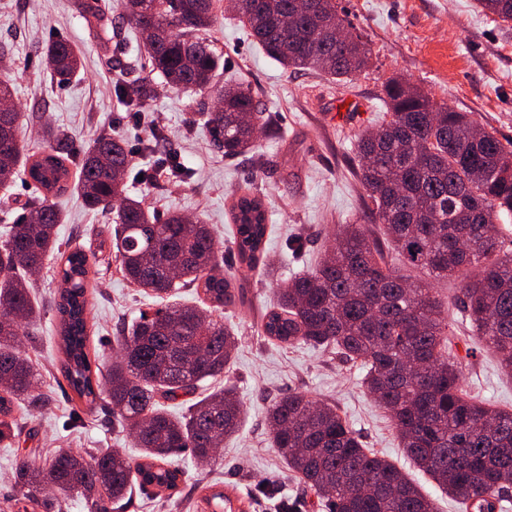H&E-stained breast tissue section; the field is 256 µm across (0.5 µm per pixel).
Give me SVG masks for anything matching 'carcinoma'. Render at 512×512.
Instances as JSON below:
<instances>
[{
  "label": "carcinoma",
  "mask_w": 512,
  "mask_h": 512,
  "mask_svg": "<svg viewBox=\"0 0 512 512\" xmlns=\"http://www.w3.org/2000/svg\"><path fill=\"white\" fill-rule=\"evenodd\" d=\"M315 21L296 0H229L227 10L250 29L268 57L285 68L313 70L342 81L365 71L364 39L343 42L336 0H320ZM493 19L512 23V0H477ZM122 18L163 37L144 51L151 72L175 88L214 91L217 106L203 126L226 156L257 146L256 105L244 83L214 88L220 65L199 32L215 20L216 0H128ZM90 25L112 23L103 0H82ZM60 79L80 59L57 37L42 52ZM116 94L139 123L150 125L144 151L166 134L150 122L145 105L150 79ZM388 118L354 135L356 177L371 203L373 224H339L319 264L279 288L275 309L264 314V336L283 344L330 348L366 369L364 384L394 422L405 454L468 512H500L512 485V413L470 395L461 383L462 361L450 338L449 309L429 282L399 275L389 255L401 256L430 278L460 283L453 305L512 377V257L499 258L501 217H512V146L446 102H438L396 77L384 85ZM20 113L0 111V187L25 173L41 189L29 213L6 227L0 243V437L17 428L13 408L44 410L49 399L35 386L37 370L20 351L25 327L40 316L33 276L58 260L60 373L72 393L92 408L103 398L128 428L137 457L106 448L84 458L59 448L16 468L17 501L58 512L60 500L80 498L89 512H108L132 485L178 492L184 471L175 457L188 453L216 461L215 448L237 432L243 404L233 387L202 397L204 382L224 374L237 336L215 316L234 302L235 281L217 274L222 251L210 226L181 214L162 217L128 193L130 151L101 135L80 161L52 125H43L46 153L28 155L18 140ZM79 176L71 184V165ZM80 191L87 207L115 209L113 248L126 280L147 296L168 298L199 288L201 303H167L121 324L112 354L91 352L89 256L76 243L61 249L62 223L53 199ZM233 243L250 271L269 266L268 215L250 191L232 204ZM187 406L175 417L162 401ZM271 445L301 483L325 498L329 512H436L434 501L395 465L364 447L335 405L300 392L273 400L267 415Z\"/></svg>",
  "instance_id": "1"
}]
</instances>
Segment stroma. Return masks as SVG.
<instances>
[{
    "mask_svg": "<svg viewBox=\"0 0 512 512\" xmlns=\"http://www.w3.org/2000/svg\"><path fill=\"white\" fill-rule=\"evenodd\" d=\"M76 2L0 0V47L8 54L12 105L21 114V145L26 153L42 152L45 144L38 132L46 122L63 131L76 154L103 132L135 145L126 174L132 193L158 213L178 211L209 224L224 250L222 272L245 289L244 302L225 306L222 315L238 337L224 379L235 387L245 409L239 432L224 442L218 465H201L187 454L179 458L185 472L180 493L147 495L136 488L122 512H208L202 500L208 488L242 496L239 512H327L322 500L288 472L269 441L266 408L272 398L293 391L336 405L366 448L404 472L435 501L437 512H460L406 456L390 416L367 391L359 365L329 350L268 340L260 324L266 310L276 305L280 285L318 263L336 225L368 223L351 138L378 124L385 111L386 80L404 78L434 99L470 113L502 143L512 142V26L483 15L477 0H336L350 29L360 32L371 49L369 68L339 84L314 71L284 70L247 27L219 13L204 33L224 57L219 80L251 84L267 130L253 153L229 158L210 144L201 126L188 124L191 113L212 110L213 96L188 94L151 76L149 63L140 56L138 29L117 18L110 40H101ZM55 36L66 38L82 61L81 69L63 83L40 61L45 43ZM146 76L155 89L151 115L187 170L184 181H149L157 157L139 152L147 133L116 97L117 79L131 83ZM246 189L264 197L271 215L266 250L275 268L269 276L247 270L233 245L231 205ZM37 194L24 175L9 189L0 188V229L28 212ZM56 206L64 218L58 226L60 239L77 240L90 257V345L109 354L116 325L151 310L155 300L116 268L108 247L115 228L110 209L87 208L74 190L58 198ZM35 287L41 314L29 328L35 343L27 354L39 374L38 388L51 405L42 413L15 409L22 432L0 440V512H18L14 471L22 458H43L59 448L131 449L126 431L103 409L73 401L59 372L55 258L45 261ZM462 363L471 395L512 412V377L501 372L491 351L470 340Z\"/></svg>",
    "mask_w": 512,
    "mask_h": 512,
    "instance_id": "35a3bbf8",
    "label": "stroma"
}]
</instances>
